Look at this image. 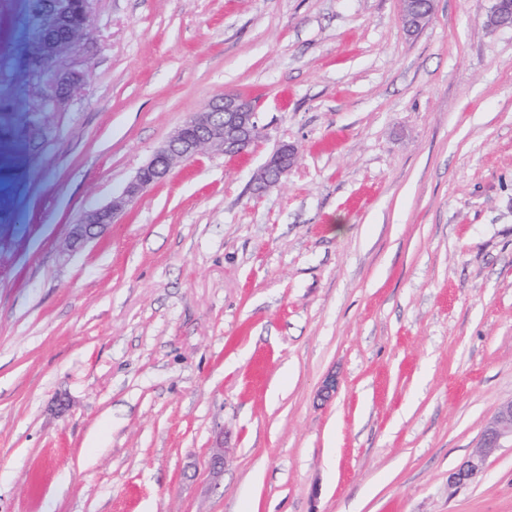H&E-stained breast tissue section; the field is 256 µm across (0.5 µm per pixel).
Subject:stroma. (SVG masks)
Wrapping results in <instances>:
<instances>
[{
    "label": "stroma",
    "mask_w": 512,
    "mask_h": 512,
    "mask_svg": "<svg viewBox=\"0 0 512 512\" xmlns=\"http://www.w3.org/2000/svg\"><path fill=\"white\" fill-rule=\"evenodd\" d=\"M492 0H91L42 108L0 0V512H512V29ZM243 156L69 231L217 96ZM284 143L295 167L259 192ZM336 385L329 399L320 390ZM224 445V467L210 457ZM486 24L490 29H501L512 26V2L510 0H495L487 15ZM89 79V71L56 72L49 86L51 87L46 101L57 106L66 101L78 86L85 85ZM511 447L512 401L499 408L496 416L483 432L480 445L482 449L449 475V485L462 487L475 482L484 474L486 459L490 454L498 448Z\"/></svg>",
    "instance_id": "obj_1"
}]
</instances>
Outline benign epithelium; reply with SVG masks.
<instances>
[{
  "instance_id": "benign-epithelium-1",
  "label": "benign epithelium",
  "mask_w": 512,
  "mask_h": 512,
  "mask_svg": "<svg viewBox=\"0 0 512 512\" xmlns=\"http://www.w3.org/2000/svg\"><path fill=\"white\" fill-rule=\"evenodd\" d=\"M412 2L403 0L402 20L409 30L422 27L430 15L427 10L412 16ZM89 8V0H43L42 9L35 17L37 33L26 40L20 51L21 66L33 73L48 72V64L57 58L59 51L85 35L86 30L78 25V19ZM486 24L494 30L511 27L512 0H494ZM88 79L87 70L55 73L46 101L52 106L63 103ZM260 135L253 100L240 93H226L215 99L206 111L191 115L171 139L155 151L122 194L112 199L111 205L96 210L84 222L72 226L70 246L78 248L96 238L143 191L165 179L175 159L193 157L207 147L236 158L245 154ZM295 156L293 145H281L261 168L259 188L275 184L287 176ZM506 446L512 447V401L499 408L483 432L480 451L449 475V485L462 487L475 482L484 474L487 457Z\"/></svg>"
}]
</instances>
